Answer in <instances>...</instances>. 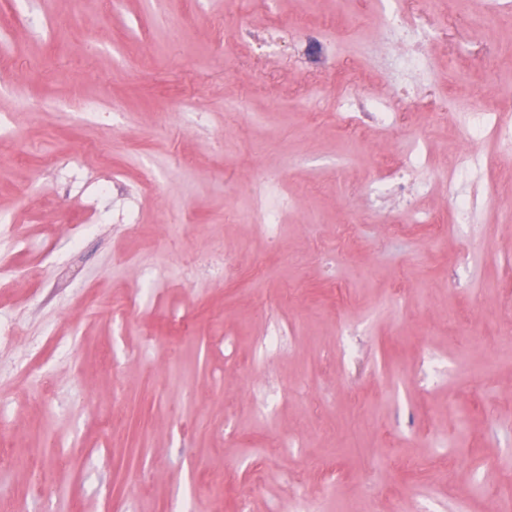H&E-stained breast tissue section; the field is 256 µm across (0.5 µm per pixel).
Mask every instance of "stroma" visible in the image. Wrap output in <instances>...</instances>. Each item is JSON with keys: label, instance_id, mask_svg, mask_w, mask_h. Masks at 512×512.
Segmentation results:
<instances>
[{"label": "stroma", "instance_id": "1", "mask_svg": "<svg viewBox=\"0 0 512 512\" xmlns=\"http://www.w3.org/2000/svg\"><path fill=\"white\" fill-rule=\"evenodd\" d=\"M450 0L432 82L394 86L387 48L360 72L411 126L343 142L336 118H312L304 88L333 98L357 37L299 61L264 48L270 17L366 22L374 0H0V249L43 275L0 288V318L21 340L0 368L30 377L1 393L13 409L0 449V500L14 512H290L291 479L320 493L321 463L341 477L323 512L350 501L389 512L398 494L424 512H501L512 476V155L475 190L474 223H452L445 189L419 200L448 222L435 256L420 238L387 241L372 224L371 181L386 147L432 142L431 176L448 165L444 112L512 98V17L491 33ZM246 18L252 38L219 44ZM282 183V248L248 225L261 176ZM141 225L131 235L127 225ZM355 225L349 244L340 227ZM238 260L239 283L211 273ZM403 284L394 298L391 288ZM127 302L118 317L88 290ZM190 326L179 330L178 317ZM354 324L347 362L338 321ZM288 326L261 354L268 323ZM61 346L44 344L47 332ZM263 376L287 389L250 392ZM288 440L278 454L268 444ZM453 458L450 475L405 471L407 458Z\"/></svg>", "mask_w": 512, "mask_h": 512}]
</instances>
